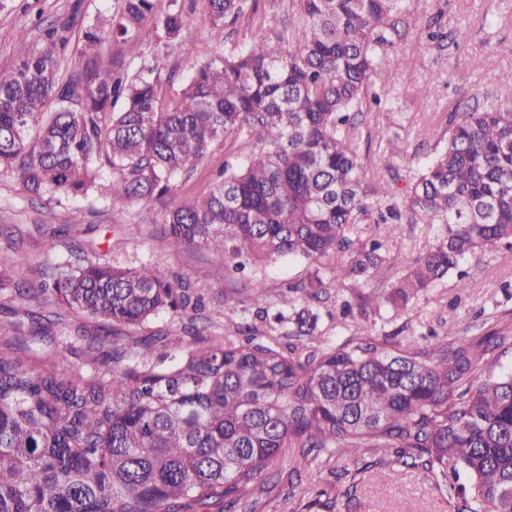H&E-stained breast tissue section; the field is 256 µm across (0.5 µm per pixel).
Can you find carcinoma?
Returning <instances> with one entry per match:
<instances>
[{
	"instance_id": "obj_1",
	"label": "carcinoma",
	"mask_w": 512,
	"mask_h": 512,
	"mask_svg": "<svg viewBox=\"0 0 512 512\" xmlns=\"http://www.w3.org/2000/svg\"><path fill=\"white\" fill-rule=\"evenodd\" d=\"M246 0H207L213 40ZM288 40L259 39L215 56L174 92L124 60H100L107 40L128 42L148 20L186 51L195 37L178 0H119L108 26L88 22L78 54L91 64L58 76L66 40L35 52L18 36L0 70V169L32 200L95 192L120 215L189 179L222 140L245 146L209 193L167 211L171 249H208L243 272L300 258L307 279L288 285L274 312L267 288L244 281L255 321L178 346L172 336L109 340L69 329L76 315L105 327H142L201 310L186 279L152 265L91 260L71 241L30 288L19 242L0 246V295L55 304L25 310L0 336V512H229L293 454L355 457L421 468L441 479L454 512H512V372L477 383L500 336H444L411 348L388 338L327 344L320 313L296 294L348 293L336 325L407 309L459 265L512 241V106L466 104L444 142L402 189L398 171L370 158L363 116L392 97L388 50L421 53L404 0H288ZM439 224L416 258L375 297L365 283L392 265L382 224ZM83 344L86 368L61 353ZM112 361V369L97 365Z\"/></svg>"
}]
</instances>
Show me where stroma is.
<instances>
[{
  "label": "stroma",
  "mask_w": 512,
  "mask_h": 512,
  "mask_svg": "<svg viewBox=\"0 0 512 512\" xmlns=\"http://www.w3.org/2000/svg\"><path fill=\"white\" fill-rule=\"evenodd\" d=\"M416 35H424L434 14H441L444 32L456 34L458 47H431L402 69H393L397 92L392 104L373 118L400 136L396 154L383 157L381 166H393L400 175L424 163L444 132V120L461 101L483 107L500 103L503 95L488 80L491 73L512 72V0H409ZM118 0H0V68L15 61L18 34H26L33 50L44 46L45 28L64 30L77 41L89 19L110 21ZM184 12L196 36V49L186 52L162 38L155 21H147L129 42H104L102 58L119 56L132 67L153 72L164 100L173 97L172 86L189 78L207 58L247 46L260 37L288 32V0H252L246 14L229 29L224 43L211 35L209 14L203 0H186ZM240 141L227 139L199 166L193 177L165 201L141 202L129 207L122 218L109 217L108 204L100 195L51 205L30 200L15 176L0 169V224L14 225L23 238L17 256L28 267L29 282H37L43 262L67 257L65 239L49 241L46 227L68 223L73 209L83 213L79 240L90 256L123 267L152 264L170 276H183L202 290L206 308L197 320L186 316H161L142 335L168 334L192 344L194 328L206 335L234 334L237 325L252 322L253 312L240 309L238 279L224 273L222 255L207 251H172L159 239L161 214L173 203L208 193L225 161L235 160ZM384 240L392 260L422 248L433 236L422 224H387ZM466 281L449 274L405 312L383 311L376 324L361 326L359 336L393 334L403 344L416 346L451 333L478 336L512 327V249L499 244L482 254L480 261H465ZM310 271L302 261L277 260L261 265L257 273L267 283L268 302H277L288 283L304 279ZM353 469L357 460L326 456L304 468L283 463L265 477L264 490L245 496L233 512H323L314 505L317 491L334 484L337 466ZM351 512H451L447 498L429 473L407 467H379L366 472L357 488Z\"/></svg>",
  "instance_id": "obj_1"
}]
</instances>
